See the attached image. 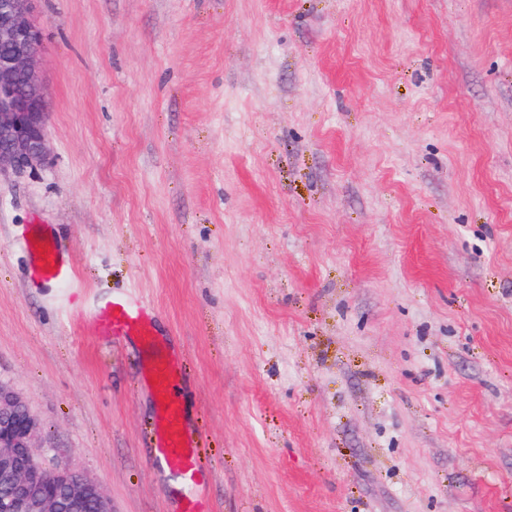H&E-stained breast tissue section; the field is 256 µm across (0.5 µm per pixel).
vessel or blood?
<instances>
[{
	"label": "vessel or blood",
	"instance_id": "b4317fda",
	"mask_svg": "<svg viewBox=\"0 0 512 512\" xmlns=\"http://www.w3.org/2000/svg\"><path fill=\"white\" fill-rule=\"evenodd\" d=\"M24 246L47 280L58 285L69 283L72 269L59 257L53 239L45 235L28 237ZM94 315L105 336H148L152 333V307L142 298L125 291L113 293L97 306ZM149 375L159 391L161 407V428L152 461L164 470L174 471L192 490V498L181 504L180 512H202L199 492L205 486L207 476L193 452V434L176 396L178 364L171 356L157 357L149 367Z\"/></svg>",
	"mask_w": 512,
	"mask_h": 512
}]
</instances>
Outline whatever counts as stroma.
<instances>
[{
    "label": "stroma",
    "instance_id": "35a3bbf8",
    "mask_svg": "<svg viewBox=\"0 0 512 512\" xmlns=\"http://www.w3.org/2000/svg\"><path fill=\"white\" fill-rule=\"evenodd\" d=\"M50 160L0 178V381L47 467L176 512H512V0H37ZM51 235L69 286L20 241ZM103 336H154L151 329L153 309L145 300L118 291L97 306L94 312ZM149 375L160 395L161 428L152 462L165 471H174L193 497L180 504L179 512H203L199 496L206 485V472L193 452V434L176 396L179 381L177 361L168 355L157 357L149 367Z\"/></svg>",
    "mask_w": 512,
    "mask_h": 512
}]
</instances>
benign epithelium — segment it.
Returning <instances> with one entry per match:
<instances>
[{
	"mask_svg": "<svg viewBox=\"0 0 512 512\" xmlns=\"http://www.w3.org/2000/svg\"><path fill=\"white\" fill-rule=\"evenodd\" d=\"M35 0H0V176L22 177L49 159L45 89L37 66ZM40 424L0 382V512H113L100 486L74 467L48 468Z\"/></svg>",
	"mask_w": 512,
	"mask_h": 512,
	"instance_id": "7a95c632",
	"label": "benign epithelium"
}]
</instances>
